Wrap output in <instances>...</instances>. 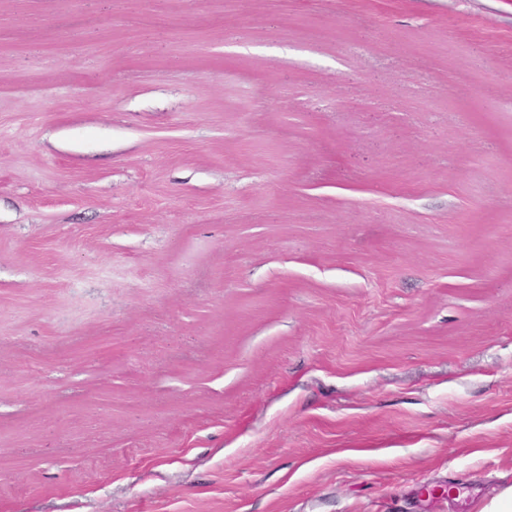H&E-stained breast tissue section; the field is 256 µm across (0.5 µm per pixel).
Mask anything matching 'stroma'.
I'll list each match as a JSON object with an SVG mask.
<instances>
[{"label":"stroma","instance_id":"1","mask_svg":"<svg viewBox=\"0 0 512 512\" xmlns=\"http://www.w3.org/2000/svg\"><path fill=\"white\" fill-rule=\"evenodd\" d=\"M508 487L512 0H0V512Z\"/></svg>","mask_w":512,"mask_h":512}]
</instances>
